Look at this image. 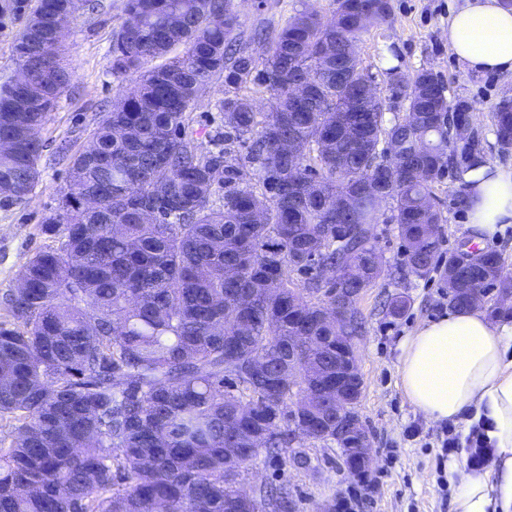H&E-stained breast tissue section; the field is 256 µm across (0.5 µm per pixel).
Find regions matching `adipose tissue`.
<instances>
[{"mask_svg":"<svg viewBox=\"0 0 512 512\" xmlns=\"http://www.w3.org/2000/svg\"><path fill=\"white\" fill-rule=\"evenodd\" d=\"M448 53L476 75L512 76V8L502 0H463L448 17ZM475 237L512 224V165L483 161L463 175ZM398 373L416 411L438 423H483L492 445L481 469L458 461L448 478L451 512H512V319L480 307L454 309L400 342Z\"/></svg>","mask_w":512,"mask_h":512,"instance_id":"adipose-tissue-1","label":"adipose tissue"}]
</instances>
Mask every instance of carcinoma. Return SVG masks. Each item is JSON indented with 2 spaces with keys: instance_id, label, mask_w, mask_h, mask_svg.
Wrapping results in <instances>:
<instances>
[{
  "instance_id": "cac0c4a2",
  "label": "carcinoma",
  "mask_w": 512,
  "mask_h": 512,
  "mask_svg": "<svg viewBox=\"0 0 512 512\" xmlns=\"http://www.w3.org/2000/svg\"><path fill=\"white\" fill-rule=\"evenodd\" d=\"M392 5L351 0L336 27L310 11L289 17L261 65L233 47L231 0H126L112 34L115 75L139 74L133 94L114 101L90 142L95 161L76 152L56 210L41 231L57 246L19 268L0 323V417L16 422L0 446V512H292L290 494L255 499L233 487L238 462L288 447L309 414L295 409L305 381L288 361L305 360L336 383V329L316 309L383 276L376 250L379 203L354 200L352 214L330 206L364 172L393 202L406 272L436 269L442 244L433 189L453 173V205L466 207L463 174L487 158L482 140L448 138L441 79L387 69L390 95L412 90L391 123L384 106L358 111L360 64L345 65L346 43L388 20ZM18 70L60 63L47 34L24 27ZM224 77L218 102L224 130L217 151L195 143L190 110L198 89ZM305 79L300 104L290 85ZM69 86L34 96L16 80L0 86V117L28 102L34 133L15 154H0V202L24 199L38 181L39 130ZM274 100L255 110L250 91ZM500 152L512 150V101L494 112ZM249 145L259 186H244ZM319 176L320 193L304 180ZM224 191L222 201L214 199ZM100 194L98 210L78 203ZM150 204L161 220L144 224ZM293 271L305 278L295 283ZM448 304H468L477 286L512 291L496 252L440 273ZM308 292L309 305L293 303ZM294 336H313L308 345ZM264 354L263 373L249 371ZM336 436V415L320 419L318 442Z\"/></svg>"
}]
</instances>
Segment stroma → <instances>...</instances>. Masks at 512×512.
<instances>
[{"label": "stroma", "instance_id": "obj_1", "mask_svg": "<svg viewBox=\"0 0 512 512\" xmlns=\"http://www.w3.org/2000/svg\"><path fill=\"white\" fill-rule=\"evenodd\" d=\"M37 0H0V83L16 69L14 43ZM126 0H98L93 12L79 13L71 20L63 40V63L70 84L57 108L40 130L43 151L40 177L21 202L0 204V296L14 286L21 264L39 249L52 246L41 232L43 217L54 211L67 184L63 153H75L87 145L103 114L105 104L131 93L137 74L114 75L111 67L112 34L125 21ZM462 0H391L387 22L369 28L360 42L364 66L378 83L387 80L388 52H396L406 74L427 68L440 75L449 100L463 99L473 106L474 126L491 162L512 163V152L500 153L496 143L493 113L505 93H512V78L477 76L466 72L448 54V16ZM238 16L236 38L255 58H264L266 42L256 38L258 28L276 32L289 17L303 10L330 21L336 0H233ZM224 97V81L216 78L200 92L192 110L197 143L212 149L210 135L220 120L218 102ZM455 181L438 186L435 195L447 218L443 226L440 263L460 256L463 243L475 251L502 255L505 272L512 276V224L497 236L475 240L467 214L452 205ZM391 201H384L376 226V246L386 274L359 297L356 308L364 329L356 336L359 365L364 381L359 413L372 436L376 470L360 481L344 467L336 445L295 442L277 455L260 454L248 464L243 487L260 493L267 487H284L292 495L296 512H314L324 502H337L354 495H368L361 512H449L457 486L448 482V460L438 442L444 429L463 433V423L435 424L409 403L398 375L401 339L426 321L448 313V290L438 272L400 280L397 269L405 263L402 242L391 223ZM409 297L410 305L399 317L388 316L382 303L395 294ZM308 458L306 468L296 465L298 454Z\"/></svg>", "mask_w": 512, "mask_h": 512}]
</instances>
